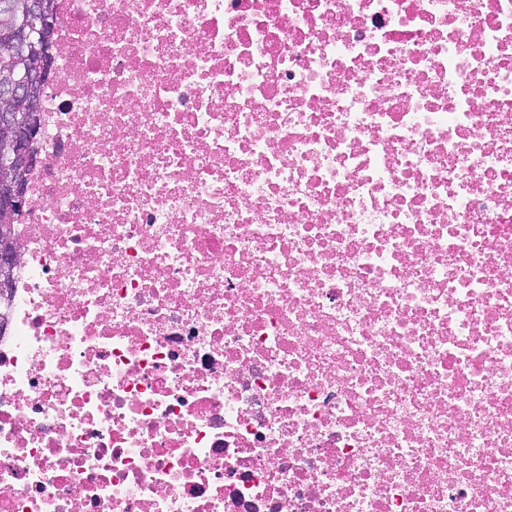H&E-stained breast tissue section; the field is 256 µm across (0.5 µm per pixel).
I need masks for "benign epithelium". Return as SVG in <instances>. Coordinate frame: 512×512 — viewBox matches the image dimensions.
<instances>
[{
  "label": "benign epithelium",
  "instance_id": "obj_1",
  "mask_svg": "<svg viewBox=\"0 0 512 512\" xmlns=\"http://www.w3.org/2000/svg\"><path fill=\"white\" fill-rule=\"evenodd\" d=\"M55 26V15L44 0H3L0 3V226L23 207L24 173L36 156L30 143L37 134L41 99L50 57L43 52ZM20 260L18 243L0 239V288Z\"/></svg>",
  "mask_w": 512,
  "mask_h": 512
}]
</instances>
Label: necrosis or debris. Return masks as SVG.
<instances>
[{
	"instance_id": "obj_1",
	"label": "necrosis or debris",
	"mask_w": 512,
	"mask_h": 512,
	"mask_svg": "<svg viewBox=\"0 0 512 512\" xmlns=\"http://www.w3.org/2000/svg\"><path fill=\"white\" fill-rule=\"evenodd\" d=\"M0 512H512V0H59Z\"/></svg>"
}]
</instances>
